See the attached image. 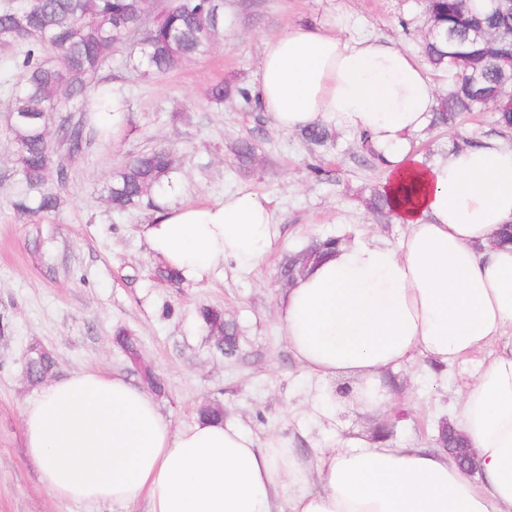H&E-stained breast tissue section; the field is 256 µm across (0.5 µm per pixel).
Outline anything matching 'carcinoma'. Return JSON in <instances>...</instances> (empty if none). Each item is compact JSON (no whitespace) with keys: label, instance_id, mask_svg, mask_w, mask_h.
<instances>
[{"label":"carcinoma","instance_id":"cac0c4a2","mask_svg":"<svg viewBox=\"0 0 512 512\" xmlns=\"http://www.w3.org/2000/svg\"><path fill=\"white\" fill-rule=\"evenodd\" d=\"M223 0H172L160 15L142 24L140 0H13L0 7V45H18V67L22 78L11 90L8 112L19 117L8 123L17 148V161L25 182L42 184L46 172L56 168L57 181L67 180L63 161L56 159L66 147L70 156L83 152L106 131L94 122V111L64 113L59 100L84 102L105 61L123 44V35L142 27L140 60L145 72L166 74L185 60L209 51L220 38L218 16ZM428 36L420 42V53L433 71L448 77V93L437 100L431 125L451 128L463 113L493 112L502 136L512 133V8L492 7L490 0H426ZM49 52L54 60L44 59ZM236 94L246 107L253 106L248 89L228 82L214 84L209 100L224 103ZM56 127L57 138L50 136ZM303 138L322 145L332 138L324 125L307 126ZM260 149L254 137L239 140L234 147L238 163H255ZM180 158L169 149L145 150L127 161L112 175L107 202L113 212L122 214L137 207L149 193L171 181ZM58 198L42 193L36 200L22 195L14 201L21 212H50ZM367 207L380 216L393 215L388 197L372 191ZM339 236L316 238L305 248L286 257L280 265V278L292 280L298 269L309 267L341 243ZM197 317L213 340L215 349L231 360L239 352L237 325L224 318V312L201 306ZM53 354L39 351L28 366L33 385L55 371ZM142 381L161 394V377L146 365L140 366Z\"/></svg>","mask_w":512,"mask_h":512}]
</instances>
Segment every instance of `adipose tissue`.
<instances>
[{"mask_svg": "<svg viewBox=\"0 0 512 512\" xmlns=\"http://www.w3.org/2000/svg\"><path fill=\"white\" fill-rule=\"evenodd\" d=\"M321 30L266 41L253 95L275 126L336 123L368 134L384 159L397 242H342L284 290L281 330L321 382L352 377L361 411L387 417L393 374L418 358L476 360L454 419L475 453L467 476L439 448L379 440L321 448L316 462L268 447L238 424L173 427L120 374L75 372L28 403L29 462L60 502L146 512H512V145L496 136L430 161L411 145L437 105L427 67L389 41ZM140 235L191 281L224 262L258 264L279 235L274 208L245 189L172 206Z\"/></svg>", "mask_w": 512, "mask_h": 512, "instance_id": "adipose-tissue-1", "label": "adipose tissue"}]
</instances>
